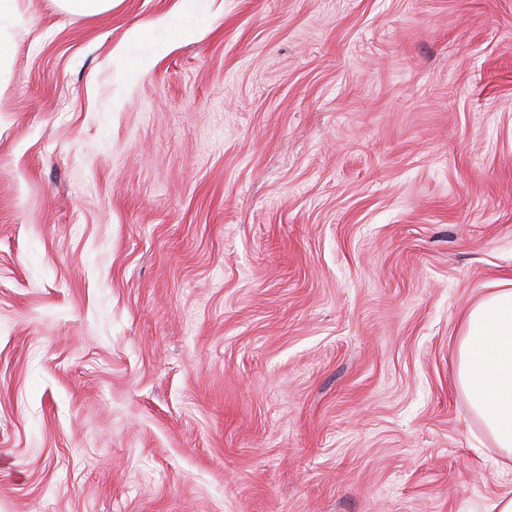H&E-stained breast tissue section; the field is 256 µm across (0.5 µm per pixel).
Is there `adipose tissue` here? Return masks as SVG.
<instances>
[{
    "instance_id": "obj_1",
    "label": "adipose tissue",
    "mask_w": 512,
    "mask_h": 512,
    "mask_svg": "<svg viewBox=\"0 0 512 512\" xmlns=\"http://www.w3.org/2000/svg\"><path fill=\"white\" fill-rule=\"evenodd\" d=\"M456 381L470 420L501 455L512 458V281L465 313Z\"/></svg>"
}]
</instances>
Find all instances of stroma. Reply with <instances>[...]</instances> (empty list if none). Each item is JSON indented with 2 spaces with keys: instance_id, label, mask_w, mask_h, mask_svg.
Instances as JSON below:
<instances>
[{
  "instance_id": "35a3bbf8",
  "label": "stroma",
  "mask_w": 512,
  "mask_h": 512,
  "mask_svg": "<svg viewBox=\"0 0 512 512\" xmlns=\"http://www.w3.org/2000/svg\"><path fill=\"white\" fill-rule=\"evenodd\" d=\"M15 6L0 512L512 491L455 378L512 279V0ZM171 22L194 35L155 55ZM60 7L71 14L96 17L111 11L117 0H57Z\"/></svg>"
}]
</instances>
